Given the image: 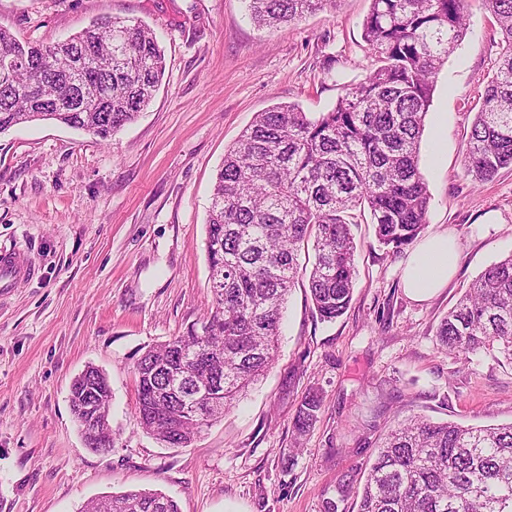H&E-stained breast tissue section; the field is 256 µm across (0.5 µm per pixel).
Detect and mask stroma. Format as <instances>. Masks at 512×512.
<instances>
[{"label": "stroma", "mask_w": 512, "mask_h": 512, "mask_svg": "<svg viewBox=\"0 0 512 512\" xmlns=\"http://www.w3.org/2000/svg\"><path fill=\"white\" fill-rule=\"evenodd\" d=\"M371 0L278 28L243 0H0V27L50 46L96 18L157 33L166 71L153 102L108 139L51 121L0 134V249L25 250L37 276L0 297V512H82L94 497L159 489L181 512H322L355 491L380 437L411 416L465 426L512 422V365L449 354L438 324L490 265L512 254V169L473 183L464 166L478 98L501 53L497 24L468 0L469 29L441 67L419 166L425 235L453 234L459 263L418 302L403 288L411 248L359 246L348 311L327 323L305 282L288 296L272 368L184 448L136 425L134 365L181 335L212 301L206 221L225 152L280 103L330 110L374 67L362 39ZM103 369L113 449H87L69 406L72 379ZM323 406L291 451L295 408Z\"/></svg>", "instance_id": "obj_1"}]
</instances>
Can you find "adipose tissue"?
I'll list each match as a JSON object with an SVG mask.
<instances>
[{"instance_id": "obj_1", "label": "adipose tissue", "mask_w": 512, "mask_h": 512, "mask_svg": "<svg viewBox=\"0 0 512 512\" xmlns=\"http://www.w3.org/2000/svg\"><path fill=\"white\" fill-rule=\"evenodd\" d=\"M456 260V244L450 235L439 233L424 239L412 252L404 272L409 296L419 302L432 297L447 284Z\"/></svg>"}]
</instances>
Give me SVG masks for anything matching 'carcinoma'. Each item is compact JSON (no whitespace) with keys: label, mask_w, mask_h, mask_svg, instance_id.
Masks as SVG:
<instances>
[{"label":"carcinoma","mask_w":512,"mask_h":512,"mask_svg":"<svg viewBox=\"0 0 512 512\" xmlns=\"http://www.w3.org/2000/svg\"><path fill=\"white\" fill-rule=\"evenodd\" d=\"M259 27H277L336 0H245ZM495 17L502 53L481 93L465 166L481 184L512 168V0H483ZM112 27L116 38L103 35ZM467 0H372L362 38L378 66L315 116L296 104L259 113L224 155L206 225L212 303L186 332L147 349L134 374L137 425L183 448L234 407L272 365L288 293L305 278L322 321L348 309L356 280L354 211L368 209L379 245L400 252L427 224L430 196L418 165L436 75L465 36ZM0 134L53 120L102 140L149 107L165 74L150 27L96 19L53 46L22 43L0 28ZM313 243L314 262L299 263ZM436 338L448 353L483 352L512 362V254L486 268L448 311ZM165 364L211 390L220 408L203 418L184 412L152 368ZM108 409L105 382H80L71 401L79 419L87 395ZM321 393L311 389L292 418L295 440L317 421ZM82 512H180L158 490H127L87 502ZM357 512H512V422L464 427L414 416L397 423L378 448Z\"/></svg>","instance_id":"carcinoma-1"}]
</instances>
